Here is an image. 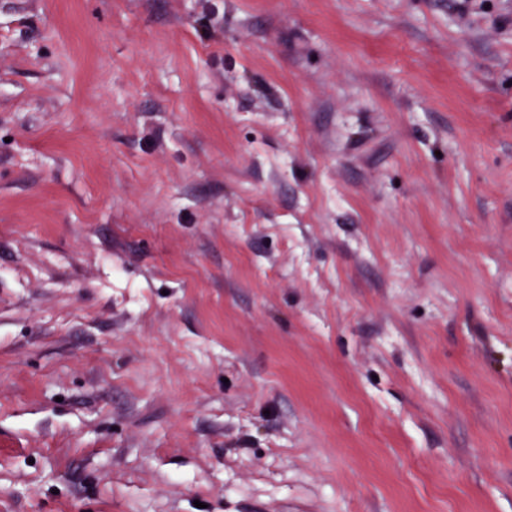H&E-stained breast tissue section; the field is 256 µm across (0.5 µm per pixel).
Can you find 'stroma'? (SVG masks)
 I'll return each instance as SVG.
<instances>
[{"instance_id":"1","label":"stroma","mask_w":512,"mask_h":512,"mask_svg":"<svg viewBox=\"0 0 512 512\" xmlns=\"http://www.w3.org/2000/svg\"><path fill=\"white\" fill-rule=\"evenodd\" d=\"M0 512H512V0H0Z\"/></svg>"}]
</instances>
